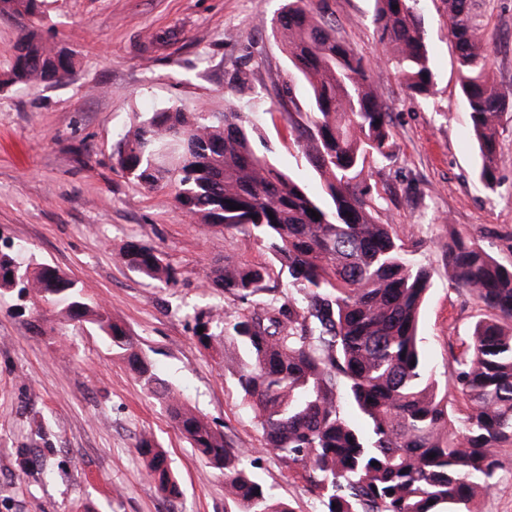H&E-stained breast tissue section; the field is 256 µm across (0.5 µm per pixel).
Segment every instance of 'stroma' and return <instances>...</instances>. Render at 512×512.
I'll return each mask as SVG.
<instances>
[{"label":"stroma","instance_id":"stroma-1","mask_svg":"<svg viewBox=\"0 0 512 512\" xmlns=\"http://www.w3.org/2000/svg\"><path fill=\"white\" fill-rule=\"evenodd\" d=\"M288 0H44L35 24L50 44L77 59L56 84H9L14 45L26 22L0 16V251L20 266L46 263L83 288L134 336L185 402L214 422L233 447L249 449L252 470L293 512H319L318 500L274 453L243 401L235 357L203 349L194 315L217 304L242 311L233 296L207 288L224 264L267 267L287 289L288 272L243 230L190 223L170 187L147 190L116 166L121 133L146 113L171 107L220 112L225 100L269 108L262 129L269 157L313 193L321 180L290 134V116L307 112L308 86L288 60L273 21ZM337 34L374 58L370 83L386 105L391 155L366 162L377 218L393 225L432 274L419 323L421 345L439 383L466 348L482 310L452 287L443 246L449 233L475 238L512 265V111L498 132L494 188L479 180L469 110L459 92L457 51L444 0H420L435 86L408 91L381 59L374 0H328ZM491 70L512 90V0H491ZM144 243L176 268L168 287L119 262ZM16 292L0 291V512H232L224 477L202 461L164 406L112 355L91 325L33 327ZM154 439L169 458L182 495L166 499L136 450ZM495 486L478 512H512V447L497 451ZM53 472L44 479L43 469Z\"/></svg>","mask_w":512,"mask_h":512}]
</instances>
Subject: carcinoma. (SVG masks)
<instances>
[{
  "mask_svg": "<svg viewBox=\"0 0 512 512\" xmlns=\"http://www.w3.org/2000/svg\"><path fill=\"white\" fill-rule=\"evenodd\" d=\"M415 0H375L378 44L406 88L434 86L429 48ZM42 0H0V15L39 14ZM448 36L458 52L459 88L481 160L479 179L497 182L496 144L512 91L491 74L495 44L484 0H446ZM288 59L310 88L306 121L291 122L295 142L323 179V196L258 154L256 116L230 103L222 112L181 108L149 112L117 144L120 170L148 190L172 185L177 208L206 228L244 229L287 269L288 294L271 310L194 315L193 335L209 350L232 340L234 372L262 430L264 447L304 481L321 512H475L496 484V448L512 446V266L476 240L448 233L453 287L489 315L478 320L441 388L423 359L419 314L430 270L391 224L378 221L365 174L367 156L388 158V112L369 83L365 57L336 35L326 0H288L275 21ZM75 59L35 29L15 46L8 82L57 83ZM241 209L235 210L233 206ZM316 211L320 218L312 217ZM119 260L144 277L173 285L178 273L155 248L130 243ZM14 257L0 253V290L12 286ZM26 291L63 323H89L142 387L165 404L191 447L224 474L241 512H292L247 467L208 418L193 411L133 336L78 283L50 265L25 272ZM267 268L226 265L205 274L208 287L246 303L265 289ZM203 331H198V328ZM466 409L455 414L450 392ZM136 448L168 498L181 496L165 452L144 435Z\"/></svg>",
  "mask_w": 512,
  "mask_h": 512,
  "instance_id": "cac0c4a2",
  "label": "carcinoma"
}]
</instances>
